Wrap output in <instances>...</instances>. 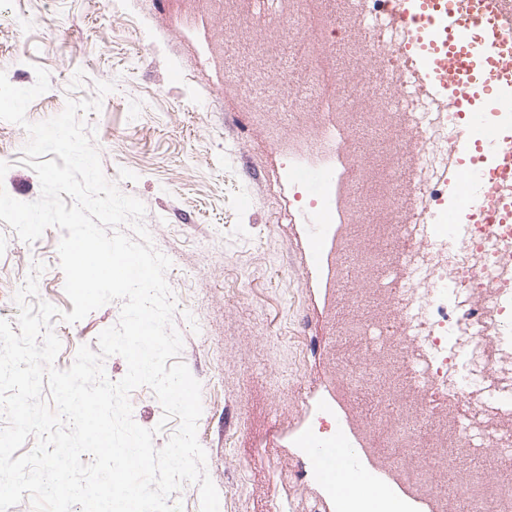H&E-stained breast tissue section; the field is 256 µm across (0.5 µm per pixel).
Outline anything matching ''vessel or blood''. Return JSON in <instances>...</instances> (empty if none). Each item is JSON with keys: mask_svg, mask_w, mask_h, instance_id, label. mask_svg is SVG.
<instances>
[{"mask_svg": "<svg viewBox=\"0 0 512 512\" xmlns=\"http://www.w3.org/2000/svg\"><path fill=\"white\" fill-rule=\"evenodd\" d=\"M413 52L421 91L458 122L452 156L479 153L482 163L449 164L442 181L459 191L470 222L512 220V0H388ZM369 449L346 441L320 445L315 462L336 475V496L360 487L380 497L390 491L386 473L365 469Z\"/></svg>", "mask_w": 512, "mask_h": 512, "instance_id": "b4317fda", "label": "vessel or blood"}]
</instances>
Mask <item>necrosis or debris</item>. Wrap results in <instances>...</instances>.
<instances>
[{"mask_svg": "<svg viewBox=\"0 0 512 512\" xmlns=\"http://www.w3.org/2000/svg\"><path fill=\"white\" fill-rule=\"evenodd\" d=\"M358 12L368 21L363 40L379 61L383 83L403 94L412 138L390 143L389 164L378 175L389 186L382 194L363 176L360 135H352L346 151L324 155L318 165L334 178L319 211L331 232L339 224L363 223L372 211L383 209L391 216L392 233L405 239L395 317L373 326L367 346L391 350L407 383L404 396L391 413L376 419L373 432L393 468L420 439H429L436 452L423 458L415 478L432 489L438 473L457 464L449 445L482 454L470 432L460 433L455 443L447 441L444 419L458 406L456 388L464 387L480 404H495L504 390L493 386V378L512 372V276L503 271L512 263V224L500 225L495 235L485 225H465L462 243L454 248L443 239L426 244L421 217L431 207V184L449 161L452 121L430 111L413 86L412 56L399 29L381 15L378 0H358ZM288 28L299 31L300 55L312 74L331 68L337 32L312 19L305 0H295Z\"/></svg>", "mask_w": 512, "mask_h": 512, "instance_id": "1", "label": "necrosis or debris"}]
</instances>
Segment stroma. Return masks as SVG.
<instances>
[{"instance_id":"35a3bbf8","label":"stroma","mask_w":512,"mask_h":512,"mask_svg":"<svg viewBox=\"0 0 512 512\" xmlns=\"http://www.w3.org/2000/svg\"><path fill=\"white\" fill-rule=\"evenodd\" d=\"M349 0H310L319 17L337 22L342 48L360 55L354 80L372 81L377 64L361 40L363 20ZM288 0H0V70L17 87L45 69L50 88L34 99L29 122L50 119L67 99L97 97L113 83L100 111L84 115L95 131L103 172L146 208L144 224L154 248L172 262L167 283L176 301L173 325L183 338L179 355L201 385L203 412L197 438L205 469L220 497V512H336V501L312 460L294 442L306 427L307 403L335 406L345 426L369 418L371 394L337 402V363L358 359L357 348H337L339 332L356 320L380 322L394 313L399 265L369 271L361 286L373 303L358 309L327 272L331 241L312 237L306 224V183L283 182L279 165L289 150L310 147L325 122L374 127L396 139V98L349 100L347 111L296 107L308 67L270 71L268 53L239 38L258 10L277 52L294 47L297 33L280 20ZM247 76L276 90L264 108L225 83L228 55ZM26 131L0 121V156L10 168L4 185L13 198L40 195L36 173L23 164ZM60 229L47 228L25 243L0 221V319L17 323L16 292L34 264H44L38 298L55 306L52 329L61 342L57 369L72 366L77 350L97 348L115 325L114 301L77 323L63 320L73 304L59 265ZM308 400H301V392ZM134 421L156 429L164 447L178 427L164 420L149 387L129 396Z\"/></svg>"}]
</instances>
